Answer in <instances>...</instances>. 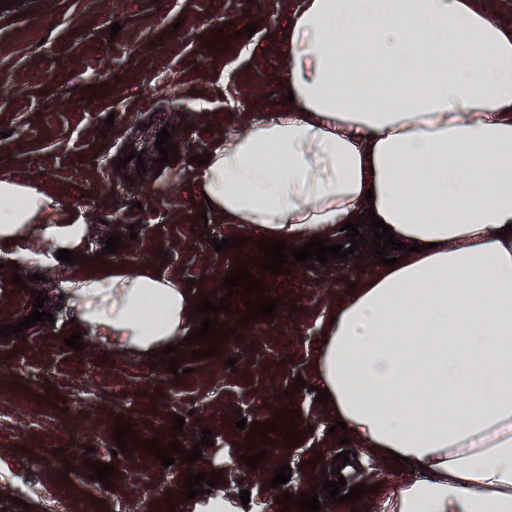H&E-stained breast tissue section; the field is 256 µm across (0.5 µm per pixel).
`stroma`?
<instances>
[{"label": "stroma", "instance_id": "stroma-1", "mask_svg": "<svg viewBox=\"0 0 512 512\" xmlns=\"http://www.w3.org/2000/svg\"><path fill=\"white\" fill-rule=\"evenodd\" d=\"M300 0H17L0 8V173L41 183L83 223L121 217L136 239L104 253V238L88 240L83 274L100 262H145L188 281L198 296L226 300L217 313L232 332L216 355L201 338L180 346L181 376L154 357L87 340L76 351L64 343L74 312L56 295L74 277L68 264L0 269V307L27 311L43 292L52 322L19 337H0V512H194L184 482L189 473L221 474L220 489L249 491L257 512H297L278 498L316 491L323 512H381L380 487L411 469L358 454L349 485L370 491L356 503H333L322 489L343 447L331 433L335 415L317 403L312 381L319 323L351 284L377 266L365 254L335 273L322 263L290 274L266 275L264 293L278 299L274 316L239 325L245 294L223 285L235 264L262 259L257 235H243L216 217L202 219L194 194L198 156L250 120L280 112L286 103V63L276 31L286 29ZM120 24L118 35L111 25ZM255 24L252 36L242 33ZM171 126L178 161L156 165L144 156L154 184L123 188L112 146ZM245 237L241 248L213 243ZM22 275V285L12 282ZM298 411L289 421L288 411ZM185 418L182 430L174 416ZM276 424L260 437L237 429L240 419ZM128 423L138 440L117 452L114 427ZM298 437L286 444L288 427ZM213 446L202 458L163 466L141 442L178 441L191 450L204 430ZM268 458L249 468L247 451ZM114 465L111 486L93 480L92 463ZM290 465L291 478L271 487L273 470Z\"/></svg>", "mask_w": 512, "mask_h": 512}]
</instances>
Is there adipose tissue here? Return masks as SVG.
<instances>
[{
	"label": "adipose tissue",
	"instance_id": "ef3b65f1",
	"mask_svg": "<svg viewBox=\"0 0 512 512\" xmlns=\"http://www.w3.org/2000/svg\"><path fill=\"white\" fill-rule=\"evenodd\" d=\"M277 45L293 102L216 142L197 191L290 247L368 208L423 245L331 307L313 375L370 455L424 465L385 487V512H512V26L477 0H301ZM86 236L37 181L0 174V251L42 264ZM196 302L117 262L69 300L76 334L144 356Z\"/></svg>",
	"mask_w": 512,
	"mask_h": 512
}]
</instances>
